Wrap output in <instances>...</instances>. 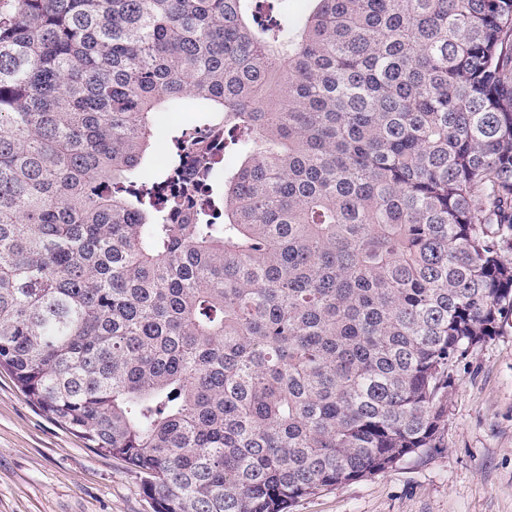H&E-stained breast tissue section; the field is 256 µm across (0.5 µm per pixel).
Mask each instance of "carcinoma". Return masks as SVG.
Returning a JSON list of instances; mask_svg holds the SVG:
<instances>
[{"label":"carcinoma","instance_id":"carcinoma-1","mask_svg":"<svg viewBox=\"0 0 512 512\" xmlns=\"http://www.w3.org/2000/svg\"><path fill=\"white\" fill-rule=\"evenodd\" d=\"M0 367L156 512H290L437 447L512 314V0H6ZM234 170L161 194V112ZM174 116V123L171 124L165 134L157 138L155 146L152 148V155L156 157L159 167L163 166L169 152L172 149V139L178 136L182 131L188 128L198 126L201 122L197 112H170Z\"/></svg>","mask_w":512,"mask_h":512}]
</instances>
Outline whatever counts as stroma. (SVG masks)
Listing matches in <instances>:
<instances>
[{"label":"stroma","mask_w":512,"mask_h":512,"mask_svg":"<svg viewBox=\"0 0 512 512\" xmlns=\"http://www.w3.org/2000/svg\"><path fill=\"white\" fill-rule=\"evenodd\" d=\"M0 512H155L139 473L59 426L0 369ZM292 512H512V317L453 371L436 448Z\"/></svg>","instance_id":"1"}]
</instances>
